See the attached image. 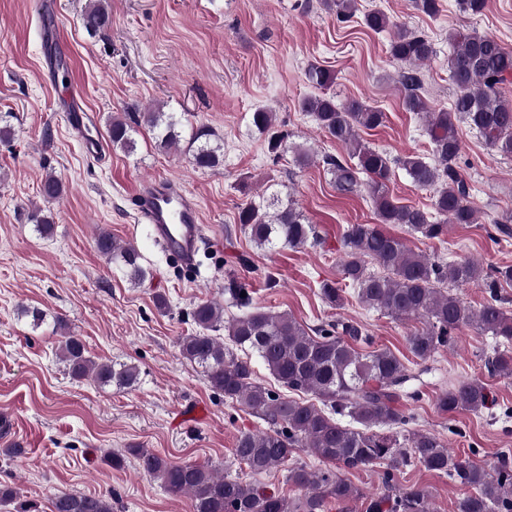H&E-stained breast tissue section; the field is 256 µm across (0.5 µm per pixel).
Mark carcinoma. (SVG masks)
<instances>
[{
    "label": "carcinoma",
    "mask_w": 512,
    "mask_h": 512,
    "mask_svg": "<svg viewBox=\"0 0 512 512\" xmlns=\"http://www.w3.org/2000/svg\"><path fill=\"white\" fill-rule=\"evenodd\" d=\"M460 13L482 14L486 0H456ZM337 20L349 22L358 11V0H325ZM110 16L104 0H91L83 25L90 33L103 31ZM363 25L382 32L392 26L380 9L362 14ZM449 71L456 88L448 110H434L423 92L417 66L430 60L435 49L424 32L398 27L388 44L392 60L404 65L399 74L403 105L424 121L431 144V157L403 154L392 157L374 149L361 131L384 122L385 113L358 99L343 102L326 93L335 74L312 65L307 78L321 93L304 98L300 110L314 118L326 136L339 143L348 159H324L342 195L366 192L377 217L375 224H352L342 238L340 272L345 286L337 282L321 285L322 300L331 308L344 306L345 287L352 288L365 308L379 310L402 323L419 321L422 327L410 332L407 344L412 355L426 361L448 346L452 334L474 328L494 340L488 360L492 374L512 379V313L502 306L499 290L512 285V266L485 268L472 259L446 262L417 253L383 225L398 224L411 234L441 241L452 224H473L471 185L461 172V144L456 127L466 123L485 143L503 156H512V100L504 97L502 85L512 81V52L494 37L477 33H451ZM253 126L268 135V150L279 158L288 152V133L274 129V114L257 110ZM181 121L163 107L135 112L132 117L114 116L109 134L114 149L131 152L132 133L137 127L153 132L155 147L162 152L187 155L198 169L221 162L220 146L204 126L189 139L182 137ZM401 169L419 189L434 191L432 209L398 204L388 183ZM62 193L61 180L48 173L41 181L43 199ZM237 223L258 247L275 242L288 248L316 244L314 228L292 201L272 208L250 199L241 204ZM100 253L123 266L129 281L137 285L150 272L140 263L141 255L103 231L96 236ZM475 286L487 298L474 308L452 289ZM244 284L228 282L225 292L242 314L224 320V306L212 300L196 304L192 319L199 331L181 336V356L200 367L210 387L224 394V402L239 405L268 424V429L244 432L236 440L233 458L253 473L287 469L288 484L302 492L291 498L258 484H245L194 464H177L144 448L127 453L107 452L104 458L114 467L135 459L141 472L159 481L173 495L188 494L193 512H327L331 502L345 503L362 493L339 478L328 464L363 469L385 465V492L367 498L366 512H430V491L424 487L399 488L395 472L408 464L448 476L471 489L457 502V512H512V463L462 458L452 453L439 436L413 428L414 417L397 403L399 387L407 367L391 351L374 348L365 353L356 343L371 344L361 325L336 321L309 333L288 313L252 306L243 297ZM227 332L229 342L215 335ZM59 356L75 378L91 377L97 384L130 387L138 381L137 366L128 363H95L87 355L81 337L62 332ZM256 354L274 379L290 391L312 394L319 403L283 397L254 379L249 354ZM489 393L477 378L464 381L436 398L437 409L452 416L460 411L477 413L486 408ZM305 448L326 464L309 467L292 462L297 449ZM51 512H112V497L61 492L51 500Z\"/></svg>",
    "instance_id": "carcinoma-1"
}]
</instances>
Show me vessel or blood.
Returning <instances> with one entry per match:
<instances>
[{
	"mask_svg": "<svg viewBox=\"0 0 512 512\" xmlns=\"http://www.w3.org/2000/svg\"><path fill=\"white\" fill-rule=\"evenodd\" d=\"M135 207L150 224L156 241L187 267L195 263L201 239L200 209L193 196L172 178L142 182L134 193Z\"/></svg>",
	"mask_w": 512,
	"mask_h": 512,
	"instance_id": "b4317fda",
	"label": "vessel or blood"
}]
</instances>
